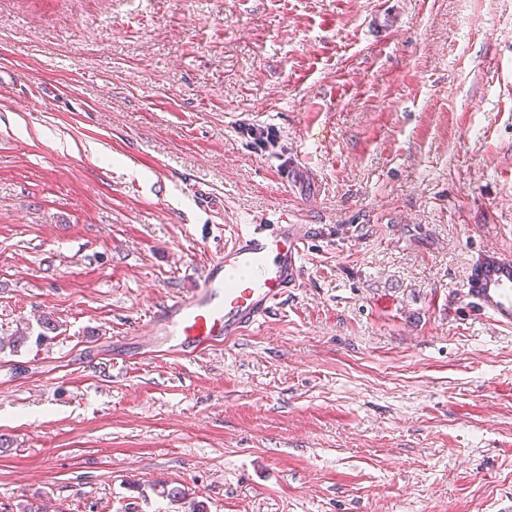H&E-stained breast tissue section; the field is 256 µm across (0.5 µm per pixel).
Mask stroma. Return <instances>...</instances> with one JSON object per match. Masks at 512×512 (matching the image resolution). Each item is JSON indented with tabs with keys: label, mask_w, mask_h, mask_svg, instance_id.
Here are the masks:
<instances>
[{
	"label": "stroma",
	"mask_w": 512,
	"mask_h": 512,
	"mask_svg": "<svg viewBox=\"0 0 512 512\" xmlns=\"http://www.w3.org/2000/svg\"><path fill=\"white\" fill-rule=\"evenodd\" d=\"M286 223L314 233L275 314L162 354L153 308ZM488 250L512 0H0V512H188L159 480L207 512H512V328L462 301Z\"/></svg>",
	"instance_id": "stroma-1"
}]
</instances>
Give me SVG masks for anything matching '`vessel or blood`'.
<instances>
[{
  "label": "vessel or blood",
  "instance_id": "obj_1",
  "mask_svg": "<svg viewBox=\"0 0 512 512\" xmlns=\"http://www.w3.org/2000/svg\"><path fill=\"white\" fill-rule=\"evenodd\" d=\"M310 225L250 224L208 263L200 287L153 310L168 354L191 358L259 327L303 278ZM465 296L479 314L512 327V257L485 253Z\"/></svg>",
  "mask_w": 512,
  "mask_h": 512
}]
</instances>
